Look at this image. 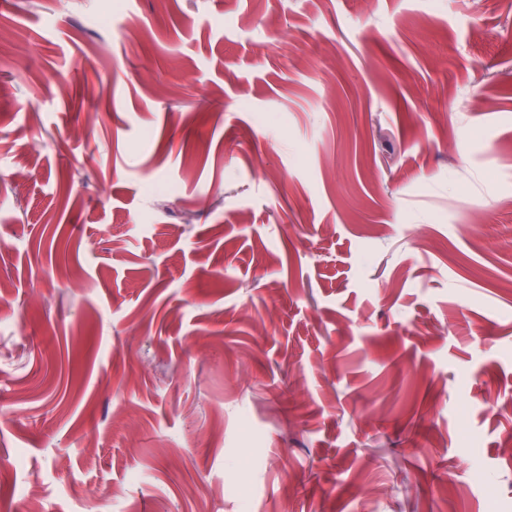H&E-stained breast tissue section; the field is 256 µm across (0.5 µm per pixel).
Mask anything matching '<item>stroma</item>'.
Returning a JSON list of instances; mask_svg holds the SVG:
<instances>
[{
  "instance_id": "obj_1",
  "label": "stroma",
  "mask_w": 512,
  "mask_h": 512,
  "mask_svg": "<svg viewBox=\"0 0 512 512\" xmlns=\"http://www.w3.org/2000/svg\"><path fill=\"white\" fill-rule=\"evenodd\" d=\"M0 32V512H512V0Z\"/></svg>"
}]
</instances>
